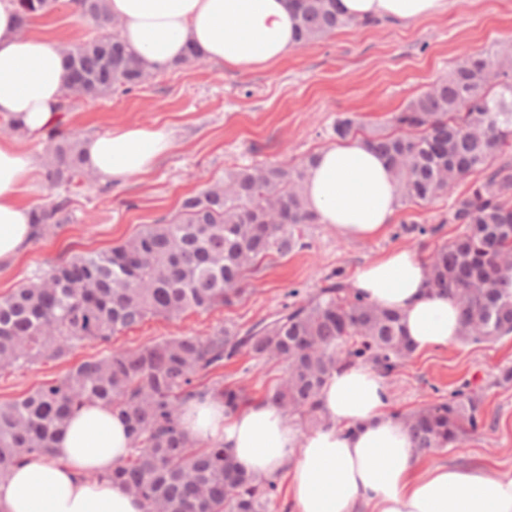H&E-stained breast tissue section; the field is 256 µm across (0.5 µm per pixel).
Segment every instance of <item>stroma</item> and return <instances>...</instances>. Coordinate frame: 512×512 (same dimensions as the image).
<instances>
[{"instance_id":"35a3bbf8","label":"stroma","mask_w":512,"mask_h":512,"mask_svg":"<svg viewBox=\"0 0 512 512\" xmlns=\"http://www.w3.org/2000/svg\"><path fill=\"white\" fill-rule=\"evenodd\" d=\"M60 44L110 35L107 27L75 20L65 0L39 20ZM512 37V0H453L448 13L407 26L346 27L295 48L286 59L257 70H228L205 61L151 76L136 92L94 103H73L70 127L79 136L121 125L167 126L171 150L148 174L103 188L95 182L72 194L70 221L17 263L0 268V296L36 268L71 254L113 247L145 224L171 217L180 200L223 177L225 169L256 161L297 163L332 145L337 115L353 113L365 124L385 122L408 101L446 77L458 58ZM451 197L424 207L402 206L386 235L358 240L325 224L307 229L309 246L265 261L246 284L244 298L207 314L157 318L113 336L110 346L79 344L67 359L43 360L0 376V401L19 398L106 349L133 350L154 340L190 333L205 336L219 325L246 327L275 313L291 290L310 294L333 272L352 279L356 270L395 248L427 257L461 227L447 223ZM430 227L427 235L403 232L401 223ZM512 367V337L495 344L454 343L417 352L386 378L389 407L407 413L441 401L461 383L483 400L484 421L460 443L439 448L428 461L478 460L512 468V383L499 384ZM281 364L250 356L225 365L224 383L262 395L284 374Z\"/></svg>"}]
</instances>
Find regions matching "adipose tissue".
<instances>
[{
	"instance_id": "1",
	"label": "adipose tissue",
	"mask_w": 512,
	"mask_h": 512,
	"mask_svg": "<svg viewBox=\"0 0 512 512\" xmlns=\"http://www.w3.org/2000/svg\"><path fill=\"white\" fill-rule=\"evenodd\" d=\"M451 0H335L347 18L407 25L448 11ZM123 40L154 73L169 70L194 45L204 61L251 70L279 62L297 45L289 0H107ZM56 42L21 34L14 0H0V115L28 140L57 118L65 83ZM173 145L164 126L128 125L82 141L87 168L103 182H125L154 169ZM34 170L29 151L0 138V267L14 265L33 234L25 201ZM309 209L336 232L369 240L384 234L401 207L390 165L358 138L323 148L307 170ZM352 289L401 313L415 351L455 343L459 308L431 289L428 267L396 248L360 267ZM323 423L300 434L276 404L256 402L228 415L222 400L186 402L181 428L192 440L224 445L242 470L288 477L289 512H512V469L478 461L438 464L416 450L391 413L384 376L374 367H341L325 385ZM132 447L130 428L97 403L77 410L49 454L26 458L0 477V512H146L143 500L111 482Z\"/></svg>"
}]
</instances>
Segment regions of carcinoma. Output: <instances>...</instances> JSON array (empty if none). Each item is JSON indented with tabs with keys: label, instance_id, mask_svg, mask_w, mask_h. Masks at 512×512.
Returning <instances> with one entry per match:
<instances>
[{
	"label": "carcinoma",
	"instance_id": "cac0c4a2",
	"mask_svg": "<svg viewBox=\"0 0 512 512\" xmlns=\"http://www.w3.org/2000/svg\"><path fill=\"white\" fill-rule=\"evenodd\" d=\"M20 29L54 0H16ZM101 25L119 28L106 0H70ZM298 45L344 27H373L374 19L338 15L334 0H292ZM67 77L59 119L43 135L44 179L60 194L34 213L33 239L69 221L70 195L94 179L81 141L67 128L71 101L129 95L151 76L115 34L62 48ZM333 135L361 137L389 162L403 205L425 206L451 194L448 223L464 229L427 258L432 287L451 296L461 318L459 340L493 344L512 336V40L460 58L448 76L411 99L386 127L368 132L348 113ZM308 162L235 167L185 197L164 224H148L107 250L79 252L0 296V375L68 357L80 342L112 337L153 318L174 319L231 305L243 285L273 256L308 247L305 228L320 223L308 210L303 183ZM282 305L245 329L218 326L207 336L182 335L136 350H113L84 360L23 397L0 402V476L35 454H46L73 412L99 402L118 410L133 446L109 479L143 498L147 512H269L276 478L228 466L223 446L189 439L182 406L210 395L227 411L249 397L219 377L197 382L248 353L287 364L263 398L289 415L319 423L318 398L336 370L364 360L381 374L395 370L413 349L401 315L361 299L339 271L327 284ZM482 400L461 386L448 399L402 416L415 448H444L477 431Z\"/></svg>",
	"mask_w": 512,
	"mask_h": 512
}]
</instances>
